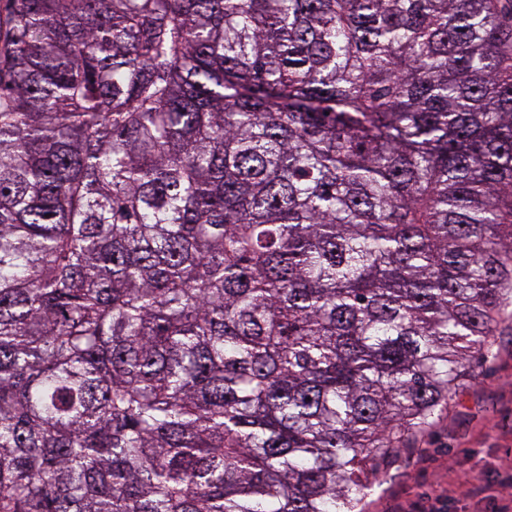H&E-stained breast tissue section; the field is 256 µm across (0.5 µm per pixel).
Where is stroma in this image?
Here are the masks:
<instances>
[{"label": "stroma", "instance_id": "obj_1", "mask_svg": "<svg viewBox=\"0 0 512 512\" xmlns=\"http://www.w3.org/2000/svg\"><path fill=\"white\" fill-rule=\"evenodd\" d=\"M492 348L474 362V380L410 451L392 459L365 491L366 512H399L415 503L425 512H498L495 491L512 478V324L502 325ZM466 477L491 487V496L466 498L453 482Z\"/></svg>", "mask_w": 512, "mask_h": 512}]
</instances>
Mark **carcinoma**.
<instances>
[{
  "label": "carcinoma",
  "instance_id": "1",
  "mask_svg": "<svg viewBox=\"0 0 512 512\" xmlns=\"http://www.w3.org/2000/svg\"><path fill=\"white\" fill-rule=\"evenodd\" d=\"M512 321V0H0V512H364Z\"/></svg>",
  "mask_w": 512,
  "mask_h": 512
}]
</instances>
